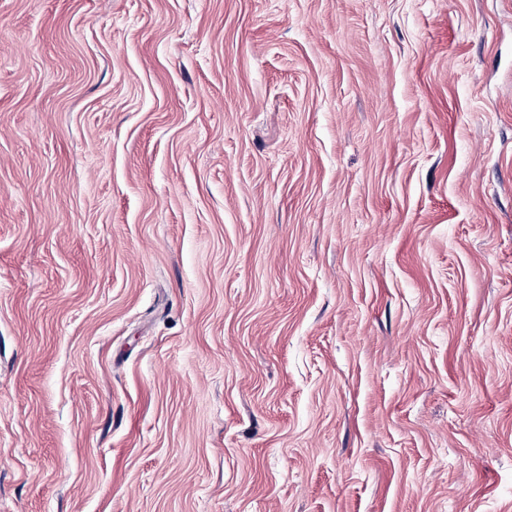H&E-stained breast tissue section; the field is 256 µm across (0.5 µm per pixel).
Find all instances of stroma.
<instances>
[{
	"label": "stroma",
	"instance_id": "obj_1",
	"mask_svg": "<svg viewBox=\"0 0 512 512\" xmlns=\"http://www.w3.org/2000/svg\"><path fill=\"white\" fill-rule=\"evenodd\" d=\"M0 512H512V0H0Z\"/></svg>",
	"mask_w": 512,
	"mask_h": 512
}]
</instances>
